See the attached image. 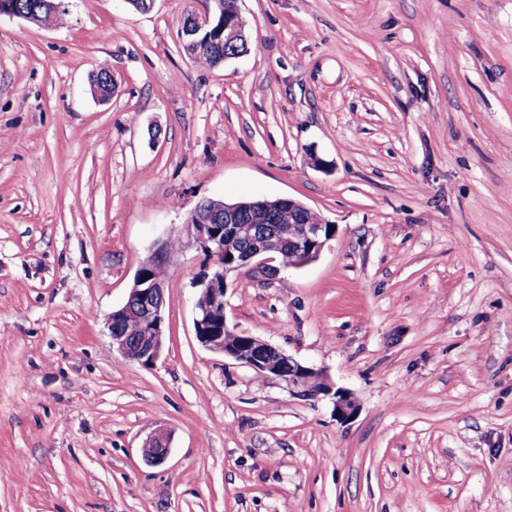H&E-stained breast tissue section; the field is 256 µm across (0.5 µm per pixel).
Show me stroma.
<instances>
[{"label":"stroma","mask_w":512,"mask_h":512,"mask_svg":"<svg viewBox=\"0 0 512 512\" xmlns=\"http://www.w3.org/2000/svg\"><path fill=\"white\" fill-rule=\"evenodd\" d=\"M63 6L0 18V512H512V0H240L217 67L180 39L207 0ZM250 196L336 233L230 273L227 323L350 419L195 336L183 221ZM174 236L162 354L126 361L106 320ZM171 434L165 430H159L152 434L142 448V455L146 463L155 465L162 463L170 450Z\"/></svg>","instance_id":"stroma-1"}]
</instances>
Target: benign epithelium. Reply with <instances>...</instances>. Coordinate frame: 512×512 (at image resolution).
Here are the masks:
<instances>
[{
    "label": "benign epithelium",
    "mask_w": 512,
    "mask_h": 512,
    "mask_svg": "<svg viewBox=\"0 0 512 512\" xmlns=\"http://www.w3.org/2000/svg\"><path fill=\"white\" fill-rule=\"evenodd\" d=\"M210 2L213 7L203 13H190L185 28L181 29L183 46L190 56L195 55L194 47L203 39L228 44L247 40L240 9L227 12L221 0ZM251 208L278 213L282 223L291 225V232L286 241L275 233L265 235L254 242L250 251L236 257L233 244L252 233L248 225L238 223V215ZM305 210L307 206L290 197L235 204L203 198L195 203L185 217L184 227L212 262V270L203 273L197 281L195 335L205 347L239 362L264 379L278 383L296 398L306 401L330 399L336 415L348 418L356 410L354 402L348 393L335 388L322 371L298 362L255 336H243L235 343L225 339V334L232 333L224 314L229 273L245 270L261 271L270 276L278 274L280 268L272 262L280 258L287 241L292 244V262L288 267L299 268L316 260L332 239L329 222L323 219L296 221ZM220 217L223 218L221 222L218 221ZM169 254L166 241L156 243L152 253L139 265L130 288L129 296L137 300L138 310H133L126 303L107 318L112 349L129 362L148 364L161 354L166 330V281L152 276L150 269L159 263L166 264ZM170 442L171 434L165 430L152 434L142 448L146 463L155 465L163 462L169 454Z\"/></svg>",
    "instance_id": "1"
}]
</instances>
